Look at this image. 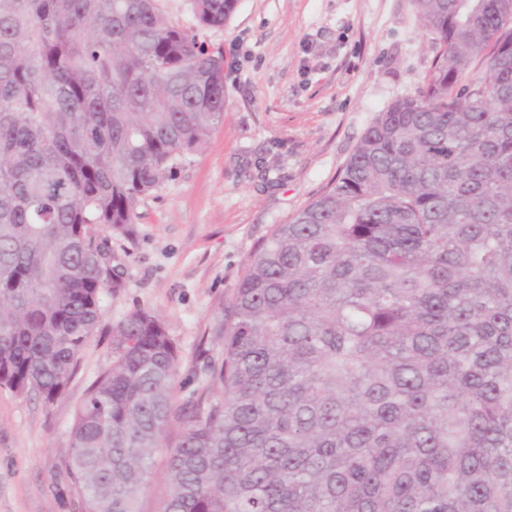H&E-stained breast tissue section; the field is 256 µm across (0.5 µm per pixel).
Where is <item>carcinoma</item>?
Returning <instances> with one entry per match:
<instances>
[{
    "label": "carcinoma",
    "instance_id": "cac0c4a2",
    "mask_svg": "<svg viewBox=\"0 0 512 512\" xmlns=\"http://www.w3.org/2000/svg\"><path fill=\"white\" fill-rule=\"evenodd\" d=\"M416 2L423 89L262 244L198 402L175 404L157 314L112 328L70 429L84 512H141L161 449L160 512H512V4ZM234 7L182 27L160 0H0L1 389L64 394L112 234L224 119L198 29Z\"/></svg>",
    "mask_w": 512,
    "mask_h": 512
}]
</instances>
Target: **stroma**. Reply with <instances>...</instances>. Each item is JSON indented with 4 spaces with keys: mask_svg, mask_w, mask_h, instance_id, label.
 I'll return each mask as SVG.
<instances>
[{
    "mask_svg": "<svg viewBox=\"0 0 512 512\" xmlns=\"http://www.w3.org/2000/svg\"><path fill=\"white\" fill-rule=\"evenodd\" d=\"M200 38L224 57V121L139 202L134 237L113 236L102 306L110 325L139 308L164 320L180 405L221 356L212 328L260 245L334 182L379 112L422 90L435 54L416 0H236ZM111 344L89 341L54 403L0 389V512H82L64 467L70 424Z\"/></svg>",
    "mask_w": 512,
    "mask_h": 512,
    "instance_id": "stroma-1",
    "label": "stroma"
}]
</instances>
